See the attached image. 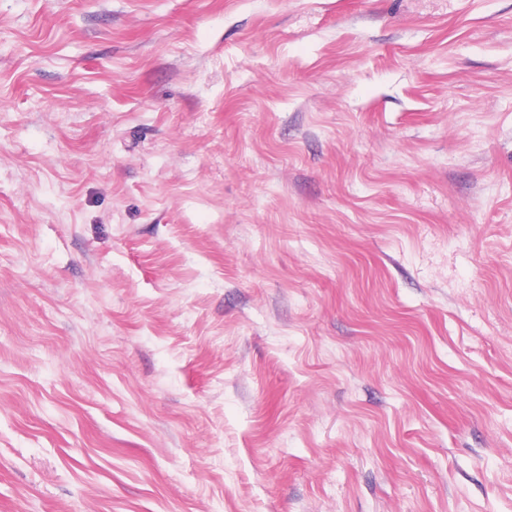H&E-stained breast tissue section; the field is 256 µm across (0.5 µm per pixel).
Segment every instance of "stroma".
<instances>
[{
  "mask_svg": "<svg viewBox=\"0 0 512 512\" xmlns=\"http://www.w3.org/2000/svg\"><path fill=\"white\" fill-rule=\"evenodd\" d=\"M0 512H512V0H0Z\"/></svg>",
  "mask_w": 512,
  "mask_h": 512,
  "instance_id": "obj_1",
  "label": "stroma"
}]
</instances>
